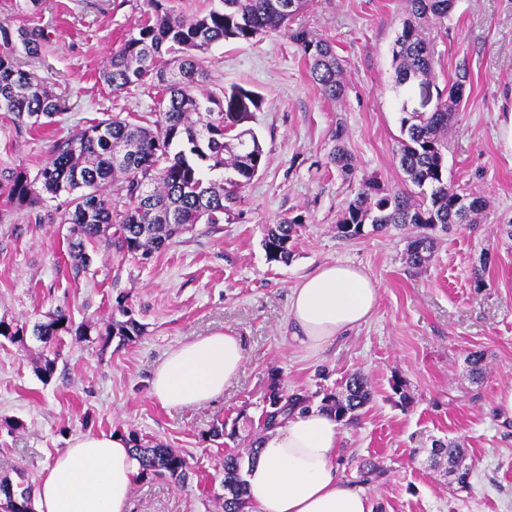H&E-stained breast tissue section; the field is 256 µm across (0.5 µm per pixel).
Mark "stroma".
<instances>
[{
    "label": "stroma",
    "instance_id": "1",
    "mask_svg": "<svg viewBox=\"0 0 512 512\" xmlns=\"http://www.w3.org/2000/svg\"><path fill=\"white\" fill-rule=\"evenodd\" d=\"M144 9V0H39L31 13L0 0V23L18 27L32 17L47 31L31 68L73 107L22 135L0 113V184L15 171L36 173L55 142L90 119L153 110L159 89L133 84L115 93L98 78ZM403 19V0H308L294 15L293 29L330 41L344 59L347 92L339 103L324 99L288 35L212 46L206 90L220 97L240 85L263 99L246 125L266 164L223 223L195 225L149 260L103 251L86 274L74 275L57 202L33 210L0 193L1 318L31 324L63 308L75 321L103 324L122 305L143 326L135 341L104 349L65 337L46 382L35 372L43 343L31 337L21 348L0 338V475L21 472L34 482L85 430L134 431L186 456L191 471L182 487L136 479L128 512H222L218 468L225 454L246 448L270 387L312 395L317 406L321 394L343 393L347 375L358 372L373 400L342 423L336 465L349 481L363 460L384 469L368 487L374 512H512V422L495 411L499 392L512 386V152L501 137L512 113V0H457L447 21L425 27L436 86L446 88L458 62L469 67L470 94L448 129L447 176L486 196V221L436 231L434 256L418 271L405 262L412 229L336 235L360 179L403 184L394 158L400 107L418 104L417 90L394 89L391 48ZM340 124L356 165L348 181L330 162ZM284 218L302 227L292 258L274 262L262 239L266 225ZM335 261L376 280L378 306L369 323L317 354L297 352L284 334L290 290ZM479 267L480 288L472 280ZM227 327L241 336L245 359L223 399L173 409L150 397L152 372L170 348ZM472 351L487 362L478 380L467 362ZM397 382L409 405L394 393ZM13 420L20 429H9ZM221 422L230 437L209 438ZM448 439L467 450L470 490H457L447 465L430 459L435 441Z\"/></svg>",
    "mask_w": 512,
    "mask_h": 512
}]
</instances>
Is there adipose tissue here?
<instances>
[{"label": "adipose tissue", "instance_id": "1", "mask_svg": "<svg viewBox=\"0 0 512 512\" xmlns=\"http://www.w3.org/2000/svg\"><path fill=\"white\" fill-rule=\"evenodd\" d=\"M379 301L375 280L350 264L325 263L290 290L288 338L317 353L366 324ZM244 347L234 330L216 331L170 348L149 383L162 406H206L237 377ZM341 442L333 415L295 410L266 431L244 479L248 512H372L369 493L336 470ZM140 463L120 434L87 432L70 439L41 473L33 495L38 512H127Z\"/></svg>", "mask_w": 512, "mask_h": 512}]
</instances>
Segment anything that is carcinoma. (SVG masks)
<instances>
[{
  "label": "carcinoma",
  "mask_w": 512,
  "mask_h": 512,
  "mask_svg": "<svg viewBox=\"0 0 512 512\" xmlns=\"http://www.w3.org/2000/svg\"><path fill=\"white\" fill-rule=\"evenodd\" d=\"M147 9L133 32L107 58L99 79L118 93L147 79L157 81L163 98L154 111L130 121L118 115L92 119L78 133L56 141L35 175L25 170L8 178V198L32 207L45 197L65 196L61 215L68 225L67 250L75 275L86 272L100 246L123 258L146 260L165 249L201 222L224 223L228 204L265 165L258 136L250 129L236 131L259 108L260 96L235 86L219 98L206 92V54L220 42H251L288 31V0H219L220 7L185 18L165 6V0H145ZM455 0H405L406 17L392 46L394 88L434 86L435 62L422 36L424 25L448 18ZM300 45L310 75L324 98L343 100L345 64L332 43L304 31H289ZM46 40L40 26L12 28L0 24V112L11 116L18 132L47 126L71 110L69 100L53 93L18 54L40 55ZM470 73L466 63L456 66L446 91H437L429 112L401 105V138L394 157L404 175V187L388 188L376 176L361 180L336 224L338 237L357 238L364 226L382 232L391 226L411 225L420 230L406 248V264L415 270L432 259L434 238L428 231L448 230L451 224H479L486 217L487 199L460 188L446 176L448 127L463 104ZM346 130L336 125V149L331 161L344 179H352L355 165L346 146ZM302 224L283 219L267 226L263 247L271 261L288 262ZM122 318L101 327L92 321L76 323L59 310L45 322L27 325L0 319V337L21 348L27 335L51 347L64 336L106 347L113 340L125 345L141 336L142 326L132 311L119 307ZM372 396L371 385L360 373L351 374L345 392L327 393L322 406L338 420H352ZM311 407L309 396L288 393L275 386L259 418L265 432L279 424L288 411ZM140 461L141 478H165L184 485L191 469L182 454L161 443L128 435ZM261 437L253 438L246 453L224 456L221 463L223 512H248L243 478L245 458L258 452ZM434 456L447 460L459 488H471L466 449L456 440L435 441ZM360 483H372L384 470L372 461L359 465ZM33 485L20 476L0 478V512H35Z\"/></svg>",
  "instance_id": "cac0c4a2"
}]
</instances>
